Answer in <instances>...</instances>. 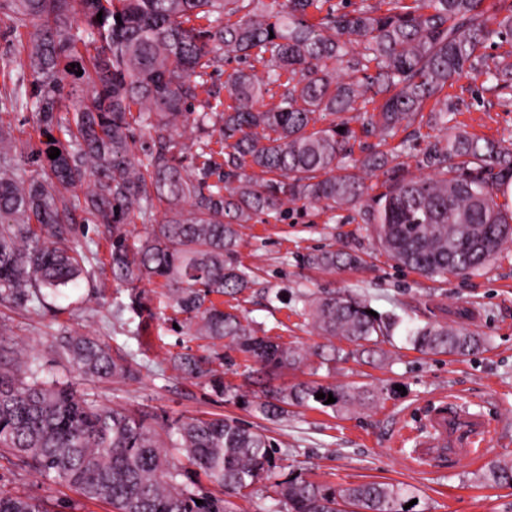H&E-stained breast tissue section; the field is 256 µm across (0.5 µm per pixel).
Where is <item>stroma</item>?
Wrapping results in <instances>:
<instances>
[{"mask_svg":"<svg viewBox=\"0 0 512 512\" xmlns=\"http://www.w3.org/2000/svg\"><path fill=\"white\" fill-rule=\"evenodd\" d=\"M448 101L457 106V119L469 132L491 140L512 136V105L500 106L479 83L459 80L449 87ZM328 248L359 253L366 264L333 271L306 263V256ZM239 259L255 274L251 288L239 299V314L293 347L308 350L322 341L307 325L299 295L334 290L364 295L377 311L410 315L421 326L464 318L489 344L485 351L464 358L423 354L412 349L400 328L382 344L380 364L354 355L315 373L304 366L278 374L279 386L313 376L325 384L376 387L382 394L372 405L347 411L316 403L290 407L286 419L269 426L279 445L271 480L259 482L249 498L237 500V512H287L271 484L293 477L335 485L375 481L404 487L417 500L413 512H512V488L485 480L488 462L512 459V248L477 275L425 277L385 253L353 211L333 215L318 207H293L286 220L262 217L247 224ZM107 276L106 270L89 266L73 296L50 300L34 312L0 305V330L46 363L55 358L53 338L63 334L125 346L142 369L138 380L99 384L109 406L144 410L164 420L223 415L246 425L261 424V416L246 405L177 378L169 366L170 354L189 349L220 352L223 344L174 332L168 321L173 310L154 284H144L143 291L156 317L142 322L128 308L127 291L105 287ZM441 402L485 417L490 438L483 456L414 459L416 445L426 435L425 414ZM0 486L46 501L51 512H111L105 500H85L68 485L21 469L0 467Z\"/></svg>","mask_w":512,"mask_h":512,"instance_id":"1","label":"stroma"}]
</instances>
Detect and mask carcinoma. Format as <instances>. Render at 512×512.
Segmentation results:
<instances>
[{"label":"carcinoma","instance_id":"carcinoma-1","mask_svg":"<svg viewBox=\"0 0 512 512\" xmlns=\"http://www.w3.org/2000/svg\"><path fill=\"white\" fill-rule=\"evenodd\" d=\"M0 0L8 34L28 30L27 68L0 86V104L32 112L44 148L0 128V304L35 311L79 286L97 261L153 316L140 284L161 282L179 329L222 341L242 362L181 352L178 375L242 401L277 422L288 407L364 406L380 393L314 380L275 386L271 377L314 356L342 359L344 340L370 357L403 318L372 316L354 293H303V313L326 342L288 347L212 296L232 300L250 284L238 262L241 229L284 217L288 203L355 209L381 248L427 277L474 275L512 240V208L496 189L512 182V142L450 124L448 86L482 79L512 104V0ZM102 20H97V14ZM498 38L502 52L485 54ZM225 72L224 92L209 68ZM83 70L78 76L76 72ZM331 117L324 128L317 122ZM193 126H188V119ZM379 146L354 156L357 131ZM343 131H338V128ZM427 127L438 134L422 133ZM219 139L212 140V133ZM404 133L397 146L388 140ZM60 155L49 158L50 148ZM415 154L432 177L412 175ZM214 184L206 182L218 169ZM381 173L379 192L367 180ZM81 191L83 202L70 194ZM81 211L79 218L76 211ZM103 234L105 253L79 244L77 223ZM151 228L135 235L126 226ZM307 264L356 267L343 249ZM423 354L473 355L486 339L461 323L407 329ZM58 368L0 332V459L64 483L113 512H232L277 467L266 430L226 417H182L156 428L143 410L109 407L76 380L132 379L134 356L90 336H56ZM231 372L245 384L224 381ZM185 462L175 463L171 450ZM204 475L217 497L195 481ZM487 479L512 487V460L487 464ZM288 512H410L407 492L385 483L334 486L295 477L274 484ZM203 504H196V500ZM0 512H50L0 491Z\"/></svg>","mask_w":512,"mask_h":512}]
</instances>
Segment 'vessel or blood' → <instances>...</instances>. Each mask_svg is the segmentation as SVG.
Listing matches in <instances>:
<instances>
[{
    "label": "vessel or blood",
    "instance_id": "1",
    "mask_svg": "<svg viewBox=\"0 0 512 512\" xmlns=\"http://www.w3.org/2000/svg\"><path fill=\"white\" fill-rule=\"evenodd\" d=\"M430 438L418 445L417 456L425 461L446 456H478L489 437L483 417L459 408L436 407L427 418Z\"/></svg>",
    "mask_w": 512,
    "mask_h": 512
}]
</instances>
